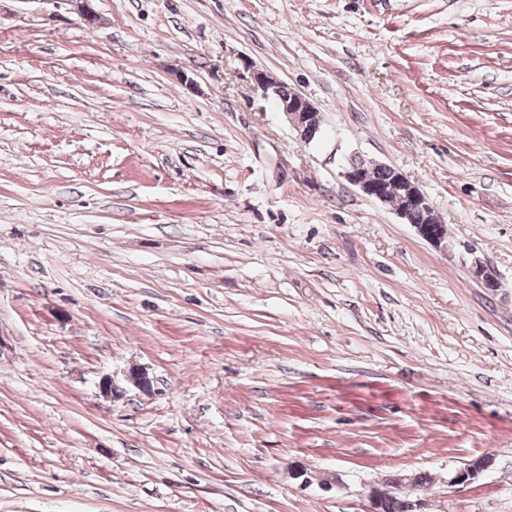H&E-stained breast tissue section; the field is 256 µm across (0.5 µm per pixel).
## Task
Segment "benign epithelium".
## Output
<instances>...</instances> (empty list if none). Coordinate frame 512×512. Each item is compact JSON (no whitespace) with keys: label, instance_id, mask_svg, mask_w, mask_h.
Masks as SVG:
<instances>
[{"label":"benign epithelium","instance_id":"benign-epithelium-1","mask_svg":"<svg viewBox=\"0 0 512 512\" xmlns=\"http://www.w3.org/2000/svg\"><path fill=\"white\" fill-rule=\"evenodd\" d=\"M39 2L51 4L55 7L68 5L85 21L95 17L91 7V0H39ZM251 75L255 90L259 91L263 98L274 103L277 111L287 118L302 142L310 144L321 138V115L302 93L292 90L288 95L283 94L280 88L281 82L262 70L254 69L251 71ZM392 170L405 201L404 209L398 211L397 215L408 224L410 223V211L422 209L429 212L430 223L416 224L414 228L420 236L434 246L439 248L448 247L447 228L439 226L441 220L428 197L402 170L395 166L392 167ZM340 175L347 183L357 187L364 195L373 198L381 204L386 203L385 194L382 189L371 183L369 178L361 171L352 167H344ZM472 272L483 287L490 288L494 286L496 282L495 276L480 260H474Z\"/></svg>","mask_w":512,"mask_h":512}]
</instances>
